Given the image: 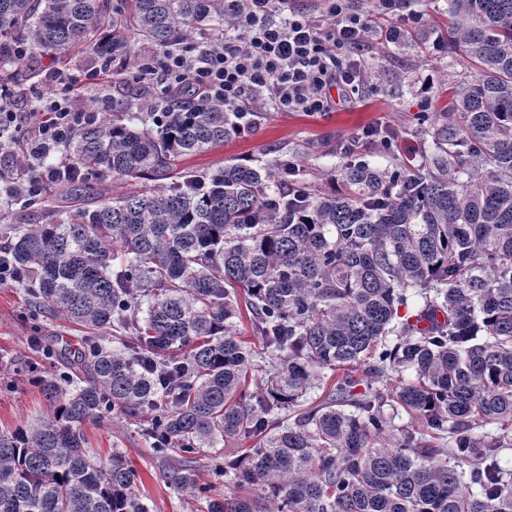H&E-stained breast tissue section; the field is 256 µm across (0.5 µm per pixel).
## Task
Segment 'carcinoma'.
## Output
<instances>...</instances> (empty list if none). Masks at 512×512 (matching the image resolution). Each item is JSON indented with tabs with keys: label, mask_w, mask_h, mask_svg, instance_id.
Returning a JSON list of instances; mask_svg holds the SVG:
<instances>
[{
	"label": "carcinoma",
	"mask_w": 512,
	"mask_h": 512,
	"mask_svg": "<svg viewBox=\"0 0 512 512\" xmlns=\"http://www.w3.org/2000/svg\"><path fill=\"white\" fill-rule=\"evenodd\" d=\"M448 13L444 33L400 35L463 66L430 123L429 163L349 159L342 193L288 180L286 161L178 170L252 122L211 100L180 101L151 128L104 116L66 143L76 170L48 190L63 207L4 225L0 255L34 314L113 331L118 346L90 342L59 373L30 371L50 412L0 434V512H148L125 457L103 464L85 448L82 426L115 415L146 416L200 512H512V438L475 432L512 422V0H448ZM233 26L224 0H0V66L22 60L17 36L29 55L84 47L132 66L137 41L180 49ZM45 158L15 163L27 173ZM145 177L161 185L90 196L92 180ZM239 288L277 360L255 405L242 390L253 350L233 332ZM413 296L423 307L410 320L399 311ZM364 364L382 386L358 394ZM324 369L346 374L317 387ZM315 387L319 404L283 421ZM387 406L417 422L390 446ZM446 434L448 448L425 439ZM242 437L259 447L231 482L257 495L216 497L196 463L228 474L206 449Z\"/></svg>",
	"instance_id": "1"
}]
</instances>
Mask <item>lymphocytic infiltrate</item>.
I'll return each mask as SVG.
<instances>
[{"instance_id":"f902f5d3","label":"lymphocytic infiltrate","mask_w":512,"mask_h":512,"mask_svg":"<svg viewBox=\"0 0 512 512\" xmlns=\"http://www.w3.org/2000/svg\"><path fill=\"white\" fill-rule=\"evenodd\" d=\"M224 8L238 15L234 34L184 52L158 50L159 66L134 76L154 112L189 93L223 101L231 112L251 111L259 100L275 112L315 114L335 107L334 92L350 96L363 84L361 51L370 24L354 0H320L321 12L334 20L329 27L290 9L288 0H224ZM49 80L52 96L31 112L13 111V87L0 83V145L13 142L22 129L31 145H61L95 122L71 95L72 74L56 69Z\"/></svg>"}]
</instances>
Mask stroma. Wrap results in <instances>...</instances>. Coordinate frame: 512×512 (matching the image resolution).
<instances>
[{
    "label": "stroma",
    "instance_id": "obj_1",
    "mask_svg": "<svg viewBox=\"0 0 512 512\" xmlns=\"http://www.w3.org/2000/svg\"><path fill=\"white\" fill-rule=\"evenodd\" d=\"M391 21L375 19L363 51L365 81L358 96L336 110L309 115L303 112H262L250 132L225 140L211 151L184 158L181 169L209 172L227 162H243L256 168H276L294 161L300 176L319 189L334 190L335 170L354 157L388 169L399 162L421 161L426 138L422 114L439 111L448 101L453 80L447 55L430 48L397 47L387 37ZM124 99L131 109L124 123L136 125L146 106L132 84L107 83L105 94H83L77 99L88 112H108L112 102ZM392 132L395 142L361 138L363 128ZM83 329L53 315L34 319L29 300L16 283L0 284V432L45 418L49 404L27 374L30 367L55 371L56 361L47 358L42 344L64 349L82 345ZM86 446L99 458L112 451L122 453L138 471L139 491L151 512H192L184 492L170 479L176 453H158L139 418L116 416L83 428Z\"/></svg>",
    "mask_w": 512,
    "mask_h": 512
}]
</instances>
